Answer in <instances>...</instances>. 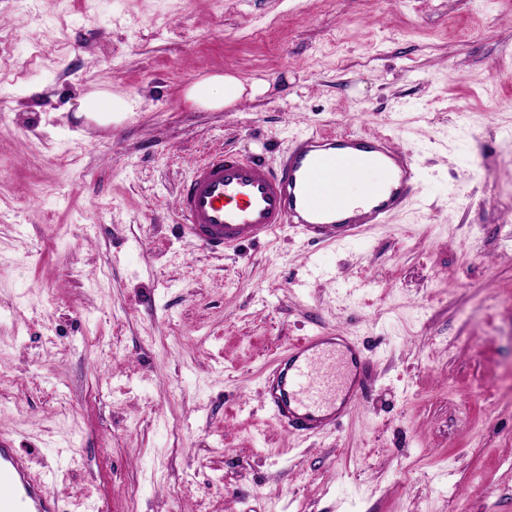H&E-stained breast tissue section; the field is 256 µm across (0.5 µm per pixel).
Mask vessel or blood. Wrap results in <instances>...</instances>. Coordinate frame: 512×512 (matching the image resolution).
<instances>
[{
  "instance_id": "1",
  "label": "vessel or blood",
  "mask_w": 512,
  "mask_h": 512,
  "mask_svg": "<svg viewBox=\"0 0 512 512\" xmlns=\"http://www.w3.org/2000/svg\"><path fill=\"white\" fill-rule=\"evenodd\" d=\"M358 167L378 169L379 184L347 203L339 189ZM420 175L410 153L389 138L301 134L276 166L229 152L197 162L176 211L182 229L215 251L268 240L293 228L312 243L342 242L366 224H384L409 207ZM363 353L347 332L321 331L289 343L262 379L263 406L287 433L315 436L335 427L364 390ZM0 512H61L49 477L33 473L0 437Z\"/></svg>"
}]
</instances>
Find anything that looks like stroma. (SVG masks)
<instances>
[{"instance_id": "obj_1", "label": "stroma", "mask_w": 512, "mask_h": 512, "mask_svg": "<svg viewBox=\"0 0 512 512\" xmlns=\"http://www.w3.org/2000/svg\"><path fill=\"white\" fill-rule=\"evenodd\" d=\"M0 41V436L63 512H512V0H0ZM215 74L264 91L203 109ZM313 131L411 150L415 205L345 243L182 233L197 161ZM323 328L365 394L289 435L261 373ZM81 111L96 118L108 121L113 116H119L132 111L131 101L124 96L93 93L87 95L81 102Z\"/></svg>"}]
</instances>
